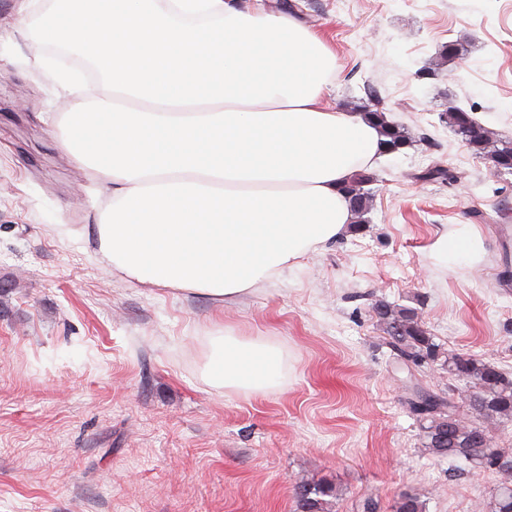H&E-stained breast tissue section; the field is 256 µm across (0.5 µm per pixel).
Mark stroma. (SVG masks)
I'll return each mask as SVG.
<instances>
[{
	"label": "stroma",
	"mask_w": 512,
	"mask_h": 512,
	"mask_svg": "<svg viewBox=\"0 0 512 512\" xmlns=\"http://www.w3.org/2000/svg\"><path fill=\"white\" fill-rule=\"evenodd\" d=\"M294 4L336 57L325 97L368 104L412 145L372 174L369 222L237 303L140 285L96 260L104 201L61 146L67 113L100 92L17 28L44 0H0V512H296L293 481L330 482L335 512H492L496 474L455 472L423 443L414 387L447 394L442 357L512 375V281L496 226L512 228V174L440 119L458 105L512 142V0H259ZM450 75L420 76L448 41ZM442 165L456 181L421 179ZM460 224L486 257L447 268L435 241ZM418 309L440 360L403 364L375 301ZM231 329L285 354L260 395L210 387L211 338Z\"/></svg>",
	"instance_id": "35a3bbf8"
}]
</instances>
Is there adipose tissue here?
<instances>
[{"mask_svg":"<svg viewBox=\"0 0 512 512\" xmlns=\"http://www.w3.org/2000/svg\"><path fill=\"white\" fill-rule=\"evenodd\" d=\"M40 40L82 50L100 95L68 113L64 147L107 194L97 226L105 268L141 284L231 302L280 279L355 220L346 186L383 158L374 121L325 107L326 44L289 13L237 0H56ZM468 225L434 254L478 258ZM284 356L225 332L210 385H280Z\"/></svg>","mask_w":512,"mask_h":512,"instance_id":"adipose-tissue-1","label":"adipose tissue"}]
</instances>
